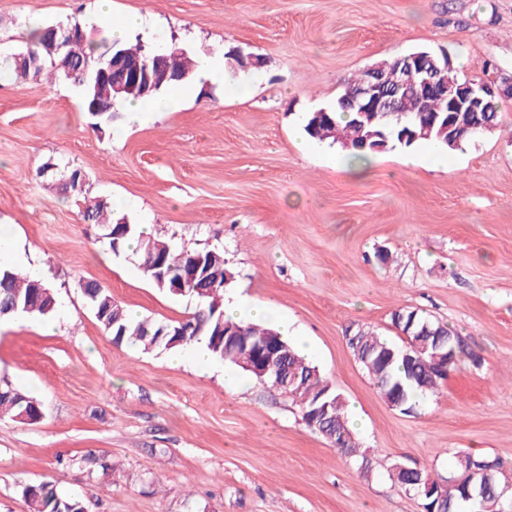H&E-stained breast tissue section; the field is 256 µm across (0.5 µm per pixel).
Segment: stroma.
Segmentation results:
<instances>
[{"label": "stroma", "mask_w": 512, "mask_h": 512, "mask_svg": "<svg viewBox=\"0 0 512 512\" xmlns=\"http://www.w3.org/2000/svg\"><path fill=\"white\" fill-rule=\"evenodd\" d=\"M97 0H0V48L28 26L87 20ZM144 15V44L258 55L259 82L194 93L145 124L98 130L67 81L0 79V226L39 264L58 300L40 319L0 322V386L42 405L0 420V512H30L48 482L86 512H423L393 465L448 476L457 455H489L512 481V98L488 135L409 165L425 143L376 154L363 178L333 166L340 146L305 137L372 62L448 50L474 73L512 76V0H112ZM80 169L150 236L223 250L228 292L288 318L309 361L342 395L371 461L361 474L284 394L224 361L194 367L106 334L80 285L97 282L138 318L183 320L197 303L112 252L81 204L44 186L45 163ZM447 323L468 350L414 413L393 409L356 361L349 328L397 339L396 310ZM481 358L473 365L471 355Z\"/></svg>", "instance_id": "1"}]
</instances>
